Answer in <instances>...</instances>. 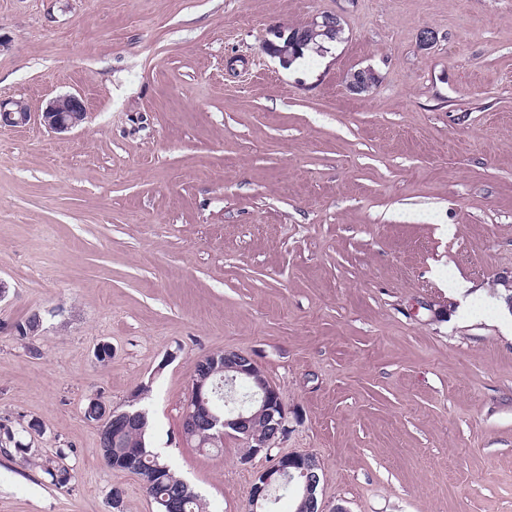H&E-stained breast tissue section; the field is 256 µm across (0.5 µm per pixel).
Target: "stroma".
Returning a JSON list of instances; mask_svg holds the SVG:
<instances>
[{"label": "stroma", "instance_id": "stroma-1", "mask_svg": "<svg viewBox=\"0 0 512 512\" xmlns=\"http://www.w3.org/2000/svg\"><path fill=\"white\" fill-rule=\"evenodd\" d=\"M330 13L343 40L306 68L265 52ZM69 93L82 129L0 127V421H38L75 479L0 455V512H112L114 486L155 512L83 416L141 384L209 512H247L296 451L348 512H512V315L490 310L512 283V0H0V99ZM35 312L36 358L11 331ZM224 350L288 411L247 465L234 435L178 441ZM68 452L69 449L66 448L56 449V460H48L46 466L41 465V467L45 466L44 471L49 475L53 484L59 487H66L74 479L73 470L63 462L68 458Z\"/></svg>", "mask_w": 512, "mask_h": 512}]
</instances>
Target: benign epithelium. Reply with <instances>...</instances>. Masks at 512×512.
Wrapping results in <instances>:
<instances>
[{"instance_id": "1", "label": "benign epithelium", "mask_w": 512, "mask_h": 512, "mask_svg": "<svg viewBox=\"0 0 512 512\" xmlns=\"http://www.w3.org/2000/svg\"><path fill=\"white\" fill-rule=\"evenodd\" d=\"M375 72L358 69L352 72L346 82V89L353 94L367 90L374 81ZM37 119L48 130L56 134L72 131L88 119L82 99L73 94L60 95L48 102L41 112L33 113L22 101H0V126L17 127ZM224 363V381L229 388L245 380L251 384L252 395L247 406L224 413L219 404L207 393L204 374L211 364ZM201 370L193 375L187 400L183 405L180 441L186 445L204 430L210 431L211 438H222L233 431L251 448L249 454L241 457V463H251L257 456L268 454L287 432V410L279 388L270 382L262 368L252 356L235 350H226L221 358L208 356L200 360ZM140 401L130 399L129 408L118 410L104 406L97 420L99 436L111 437L112 431L128 427L141 419L144 412L133 411L131 407ZM321 482V464L318 457L310 452L283 454L274 459L271 466L256 473L249 491V512H264L274 502L273 492L280 487H292L300 497L296 512H348L336 504L325 508L318 499Z\"/></svg>"}]
</instances>
